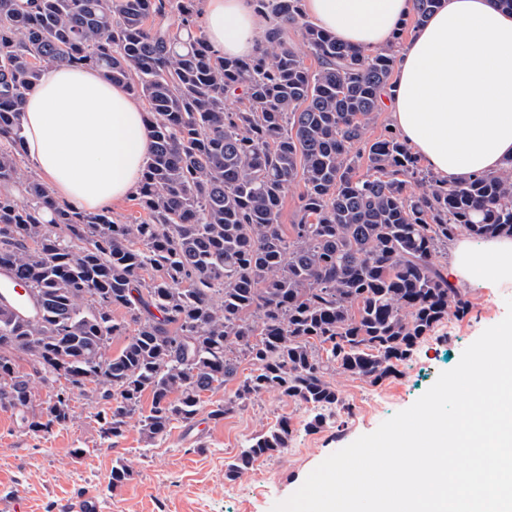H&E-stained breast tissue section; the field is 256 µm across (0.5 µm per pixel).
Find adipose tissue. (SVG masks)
<instances>
[{"label": "adipose tissue", "instance_id": "adipose-tissue-1", "mask_svg": "<svg viewBox=\"0 0 512 512\" xmlns=\"http://www.w3.org/2000/svg\"><path fill=\"white\" fill-rule=\"evenodd\" d=\"M308 19L368 52L386 47L413 0H303ZM214 49L250 56L265 23L252 0H204ZM385 101L394 127L433 173L455 184L512 159V10L498 0H442L403 47ZM25 152L54 197L96 212L138 187L151 144L141 104L90 67L42 68L22 103ZM454 275L512 281V239L458 242Z\"/></svg>", "mask_w": 512, "mask_h": 512}]
</instances>
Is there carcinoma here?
<instances>
[{"label":"carcinoma","instance_id":"1","mask_svg":"<svg viewBox=\"0 0 512 512\" xmlns=\"http://www.w3.org/2000/svg\"><path fill=\"white\" fill-rule=\"evenodd\" d=\"M201 3L0 0V184L19 177L21 103L45 65L99 68L147 103L153 128L135 224L74 211L35 179L25 202L0 191V269L38 302L20 316L0 301V406L34 433L72 422V390L104 383L103 436L121 438L148 391L140 423L153 441L231 381L212 419L277 392L309 410L304 429L316 432L345 409L333 376L395 378L449 316L469 312L437 262L450 242L512 238V161L450 185L396 131L367 136L405 28L366 54L309 22L302 0H254L269 26L252 56L234 58L209 44ZM438 4L413 0L415 24ZM24 358L65 386L36 403ZM294 432L283 417L250 437L224 477L282 452Z\"/></svg>","mask_w":512,"mask_h":512}]
</instances>
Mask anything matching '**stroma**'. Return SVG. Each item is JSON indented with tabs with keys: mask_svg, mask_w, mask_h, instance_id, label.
Returning <instances> with one entry per match:
<instances>
[{
	"mask_svg": "<svg viewBox=\"0 0 512 512\" xmlns=\"http://www.w3.org/2000/svg\"><path fill=\"white\" fill-rule=\"evenodd\" d=\"M461 287L473 304L469 314L439 326L401 375L377 386L347 375L335 377L349 410L317 433L303 429L309 416L305 407L274 393L226 418L210 419L214 405L235 390L232 382L203 394L191 422H173L163 438L152 442L143 438L134 419L119 443L104 439L97 417L102 402L93 393H74L72 423L48 433L22 428L15 412L1 407L0 512L17 494L25 498L29 512H63L67 501L84 489L96 492L104 512H271L325 458L410 407L441 372L459 363L464 349L484 329L505 317L512 283L491 288L474 278ZM284 415L291 416L297 428L290 448L257 461L236 481L225 480V462L248 438L270 430ZM119 462L132 476L113 491L109 480Z\"/></svg>",
	"mask_w": 512,
	"mask_h": 512,
	"instance_id": "35a3bbf8",
	"label": "stroma"
}]
</instances>
